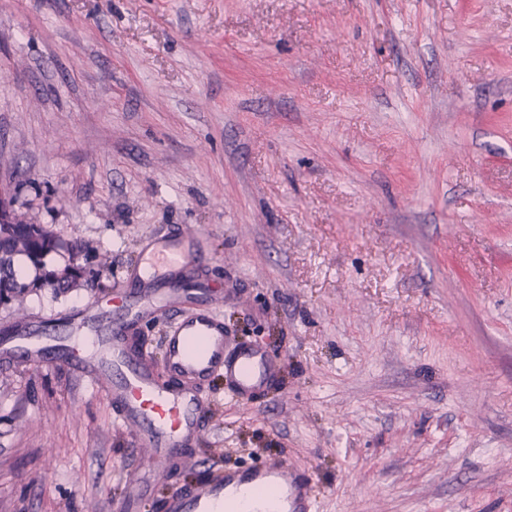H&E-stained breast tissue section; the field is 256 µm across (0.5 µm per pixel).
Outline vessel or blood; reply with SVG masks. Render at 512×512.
<instances>
[{
    "label": "vessel or blood",
    "instance_id": "vessel-or-blood-1",
    "mask_svg": "<svg viewBox=\"0 0 512 512\" xmlns=\"http://www.w3.org/2000/svg\"><path fill=\"white\" fill-rule=\"evenodd\" d=\"M198 257L191 231L147 241L128 274V288L116 297L111 314L90 304L80 312V335L69 336L43 319L16 327L0 340V359L24 367L45 364L78 369L117 410L122 426L136 434L149 456L132 480L116 512H142L156 479L170 475L199 443L207 422L205 387L223 377L240 399L273 383L276 361L263 348L232 343L207 284L186 285ZM172 321L162 341V363L143 358L138 325L159 312ZM248 490L254 512H309L308 480L279 464L226 468L211 480L175 488L163 512H216V504Z\"/></svg>",
    "mask_w": 512,
    "mask_h": 512
}]
</instances>
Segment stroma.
I'll return each mask as SVG.
<instances>
[{
    "label": "stroma",
    "instance_id": "obj_1",
    "mask_svg": "<svg viewBox=\"0 0 512 512\" xmlns=\"http://www.w3.org/2000/svg\"><path fill=\"white\" fill-rule=\"evenodd\" d=\"M0 192L92 275L0 334L193 230L281 365L210 382L144 512L256 463L313 512H512V0H0ZM144 454L78 371L0 363V512H110Z\"/></svg>",
    "mask_w": 512,
    "mask_h": 512
}]
</instances>
